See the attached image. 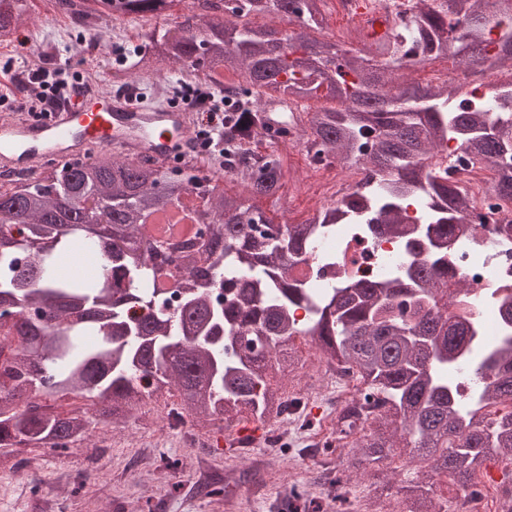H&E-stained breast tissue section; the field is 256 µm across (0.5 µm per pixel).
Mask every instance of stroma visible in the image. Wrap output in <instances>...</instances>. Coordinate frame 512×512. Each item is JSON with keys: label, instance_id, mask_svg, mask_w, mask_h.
<instances>
[{"label": "stroma", "instance_id": "stroma-1", "mask_svg": "<svg viewBox=\"0 0 512 512\" xmlns=\"http://www.w3.org/2000/svg\"><path fill=\"white\" fill-rule=\"evenodd\" d=\"M149 31V24L137 19L120 37L103 25L107 48L88 62L77 35L34 16L21 28L23 45L0 54V71L23 69L33 61L53 68L68 60L79 72L94 68L118 91L124 83L115 79V70ZM286 165L279 195L254 204L274 217L281 216L283 205H292L295 219L302 221L318 194L303 185L307 167L300 148L289 149ZM172 404L169 398L152 401L102 426L90 448L26 449L16 469L0 470V512H406L405 488L421 465L405 453H396L394 472L379 496L375 468L352 477L346 449H318L323 468L349 477L340 501L335 485L314 475L309 461L296 460L294 449L227 447L218 426L170 419ZM214 476L224 480L223 495L198 496L197 487Z\"/></svg>", "mask_w": 512, "mask_h": 512}]
</instances>
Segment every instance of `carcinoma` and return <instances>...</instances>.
<instances>
[{"label": "carcinoma", "instance_id": "carcinoma-1", "mask_svg": "<svg viewBox=\"0 0 512 512\" xmlns=\"http://www.w3.org/2000/svg\"><path fill=\"white\" fill-rule=\"evenodd\" d=\"M30 2L0 0V42L30 19ZM57 2L65 13L107 23L114 10L157 17L175 0ZM223 2L191 0L118 72L147 78L168 63L205 83L237 76L244 105L224 128V149L244 151L236 162L243 193L209 185L202 172L223 164L213 155L203 166L191 159L173 176L146 156L90 152L0 183V467H17L24 447H81L90 440L91 416L112 421L145 404L144 382L157 398L177 392V418L184 411L214 425L281 417L288 399L268 377L293 375L291 308L312 301L290 268L338 224L411 231L401 205L417 194L429 203L414 242L424 261L332 288L304 331L324 359L355 370L367 407L379 408L364 421L348 409L336 431H365L349 459L354 468L403 448L462 489L492 456L512 462V410L494 419L463 410L458 388L448 383V366L475 335L467 317L448 314L450 236L469 202L437 171L440 146L455 140L499 169L487 193L512 199V168L500 166L512 154V86L485 85V97L504 109L492 121L482 102L460 97V87H422L403 74L410 63L439 58L466 69H512V29L490 38V17L507 14L503 0H411L408 21L391 26L387 37L371 41L357 30L361 48L347 52L340 76L331 71L336 45L314 36L327 0H239L230 12ZM314 97L332 105L306 113L302 125L288 124V103ZM272 103L281 104L289 141L304 140L315 156L335 155L376 180L372 190L344 196L310 222L284 225L281 247L258 230L272 220L247 203L249 196H276L286 178L280 147L254 152ZM192 193L208 220L198 247L173 242L172 225L168 235H145L148 217ZM91 245L102 254V271L59 272L61 257ZM169 266L179 299L172 313L157 288L144 287ZM131 303L143 310L140 318L127 317ZM245 331L263 343L241 355ZM472 376L481 388L477 401L512 407V348L493 353ZM408 512H441L427 481L411 487Z\"/></svg>", "mask_w": 512, "mask_h": 512}]
</instances>
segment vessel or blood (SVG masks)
Listing matches in <instances>:
<instances>
[{
    "label": "vessel or blood",
    "instance_id": "obj_1",
    "mask_svg": "<svg viewBox=\"0 0 512 512\" xmlns=\"http://www.w3.org/2000/svg\"><path fill=\"white\" fill-rule=\"evenodd\" d=\"M357 13L370 38L387 34L384 19L364 0ZM188 125L185 110L103 95L87 87L62 110L41 119L1 118L0 165L27 169L48 160H70L90 147L148 155L164 164L182 154Z\"/></svg>",
    "mask_w": 512,
    "mask_h": 512
}]
</instances>
